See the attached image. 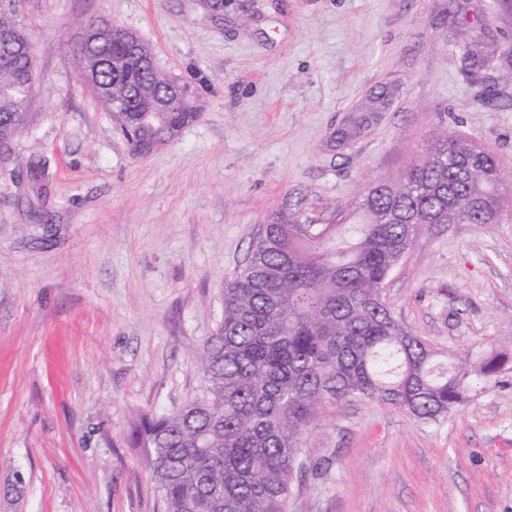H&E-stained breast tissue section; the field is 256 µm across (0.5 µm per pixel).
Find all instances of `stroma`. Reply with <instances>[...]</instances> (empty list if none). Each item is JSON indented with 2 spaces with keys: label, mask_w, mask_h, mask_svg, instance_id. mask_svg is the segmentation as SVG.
I'll use <instances>...</instances> for the list:
<instances>
[{
  "label": "stroma",
  "mask_w": 512,
  "mask_h": 512,
  "mask_svg": "<svg viewBox=\"0 0 512 512\" xmlns=\"http://www.w3.org/2000/svg\"><path fill=\"white\" fill-rule=\"evenodd\" d=\"M37 83L0 153V512H164L129 419L198 393V352L263 225L330 223L448 129L512 171V13L497 0H25ZM135 33L201 115L135 154L79 75L90 18ZM489 51L480 81L464 45ZM496 98L483 104L480 94ZM388 105L365 111L380 91ZM363 120L359 136L338 130ZM45 162L41 180L31 164ZM494 224H435L390 275L445 357L505 353L436 422L366 399L309 436L288 512H512V186Z\"/></svg>",
  "instance_id": "1"
}]
</instances>
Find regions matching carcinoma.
Segmentation results:
<instances>
[{"instance_id":"1","label":"carcinoma","mask_w":512,"mask_h":512,"mask_svg":"<svg viewBox=\"0 0 512 512\" xmlns=\"http://www.w3.org/2000/svg\"><path fill=\"white\" fill-rule=\"evenodd\" d=\"M18 0H0V133L29 122L36 80L32 35ZM78 62L98 57L96 91L120 130L132 112L168 103L175 87L133 56L130 31L90 19ZM160 113L171 141L198 108ZM505 173L495 155L443 130L401 172L335 206L331 224H266L244 269L224 286V319L198 359L200 394L172 412H142L124 443L138 451L165 512H287L305 438L350 398L436 422L496 383L503 355L449 366L391 312L384 286L433 224H495Z\"/></svg>"}]
</instances>
